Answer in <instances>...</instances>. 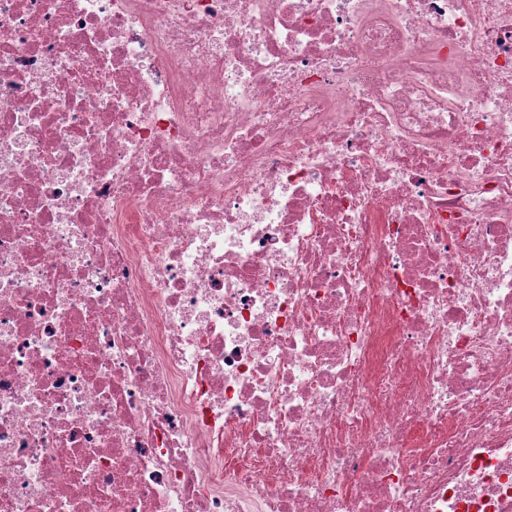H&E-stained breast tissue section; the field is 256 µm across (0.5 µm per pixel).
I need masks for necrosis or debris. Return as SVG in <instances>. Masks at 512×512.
<instances>
[{"label":"necrosis or debris","mask_w":512,"mask_h":512,"mask_svg":"<svg viewBox=\"0 0 512 512\" xmlns=\"http://www.w3.org/2000/svg\"><path fill=\"white\" fill-rule=\"evenodd\" d=\"M0 512H512V0H0Z\"/></svg>","instance_id":"4bbe7bcc"}]
</instances>
